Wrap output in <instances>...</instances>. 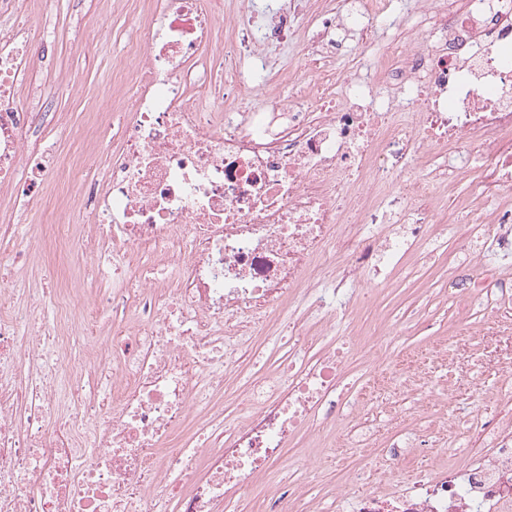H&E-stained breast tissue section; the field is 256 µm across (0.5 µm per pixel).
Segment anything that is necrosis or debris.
<instances>
[{
    "instance_id": "obj_1",
    "label": "necrosis or debris",
    "mask_w": 512,
    "mask_h": 512,
    "mask_svg": "<svg viewBox=\"0 0 512 512\" xmlns=\"http://www.w3.org/2000/svg\"><path fill=\"white\" fill-rule=\"evenodd\" d=\"M133 49L108 93L125 125L111 145L87 140L79 168L86 218L58 216L55 246L105 252L99 285L0 290V512H222L261 490L266 512H323L305 481L274 480L311 426L340 430L366 473L347 471L331 491L337 512H512V337L496 394L478 380L472 421L451 415L462 374L441 381L431 359L408 354L391 383L414 404L383 402L371 415L339 386L363 354L388 366L398 325L366 339L358 316L406 259L455 238L469 251L448 263L458 327L476 298L464 289L489 253L501 256L492 306L512 291V204L448 223L442 184L484 158L512 185V0H414L430 28H411L383 66L326 82L339 33L369 41L388 24L386 0H282L253 49L255 15L216 17L210 0H146ZM23 0H0V186L54 172L50 141L20 98L35 71ZM224 48L212 51L216 26ZM305 32L306 72L279 66L277 50ZM227 75L224 105L212 79ZM296 95H280L282 83ZM441 165L424 171L436 154ZM125 310L100 342L96 319ZM294 357L246 384L248 404L224 422V381L279 336ZM80 349L107 394L59 374ZM463 432L436 459L425 439Z\"/></svg>"
}]
</instances>
